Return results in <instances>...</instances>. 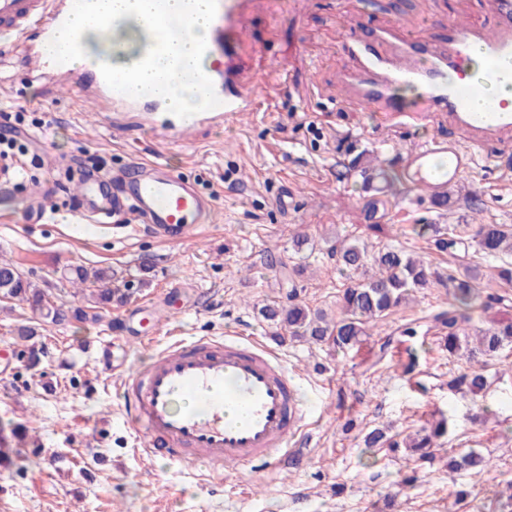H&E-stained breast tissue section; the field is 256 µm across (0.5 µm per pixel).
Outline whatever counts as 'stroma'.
I'll return each mask as SVG.
<instances>
[{"label": "stroma", "instance_id": "35a3bbf8", "mask_svg": "<svg viewBox=\"0 0 512 512\" xmlns=\"http://www.w3.org/2000/svg\"><path fill=\"white\" fill-rule=\"evenodd\" d=\"M457 15L487 24L491 0H258L238 63L268 82V97L258 111L187 147L138 131L114 134L80 91L32 78L0 45V107L25 109L30 157L22 182L0 189V261L67 308L85 303L71 274L80 265L110 270L117 285L134 290L126 305L99 307L96 322L51 323L0 298V349L13 354L0 378V426L28 434L13 465L0 467V512H491L498 492L512 485V349L488 365L483 396L450 392L449 372L470 364L466 354L448 353L432 321L448 298L444 285L421 289L343 352L274 335L259 314L293 297L336 313L347 280L326 248L337 236H363L372 197L359 176L340 172L350 151H372L403 174L405 152L451 135L444 123L385 125L368 108L338 99L336 74L350 64L340 52L347 23L396 21L429 37L443 35ZM156 160L213 198V223L167 244L143 230L115 234L82 220L73 180ZM459 185L461 202L445 211L404 174L373 196L386 226L377 246L404 247L443 273L466 264L419 229L512 225V146L478 148ZM469 196L479 198V210L467 206ZM298 233L309 238L299 256ZM480 268L494 300L471 324L488 328L512 307V284L498 280L490 263ZM173 287L191 305L172 316L181 335L243 333L282 356L312 406L303 462L236 474L134 452L119 376L103 369L95 350L112 344L124 309L160 305ZM24 327L31 337H20ZM436 412L449 427L434 463L403 447L363 444L376 427L400 441ZM469 449L487 468L450 470L449 458Z\"/></svg>", "mask_w": 512, "mask_h": 512}]
</instances>
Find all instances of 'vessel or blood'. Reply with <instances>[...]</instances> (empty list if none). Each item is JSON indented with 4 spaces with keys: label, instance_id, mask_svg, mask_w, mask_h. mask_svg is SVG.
Wrapping results in <instances>:
<instances>
[{
    "label": "vessel or blood",
    "instance_id": "b4317fda",
    "mask_svg": "<svg viewBox=\"0 0 512 512\" xmlns=\"http://www.w3.org/2000/svg\"><path fill=\"white\" fill-rule=\"evenodd\" d=\"M150 0L151 10L134 7L118 19L145 29L141 48L122 70L102 60L87 68L48 51L56 33L72 28L93 0H0V42L19 44L39 77L69 85L78 80L95 107L112 112L118 124L157 132L168 142L191 143L196 131L221 127L244 112L257 111L261 87L238 71L234 44L245 30L252 0H207L210 24L200 56L211 59L203 72L174 67L170 78L199 86L201 104L179 109L156 75L162 58L173 56L192 27L197 0ZM492 22L469 27L449 21L444 38L421 37L405 25L351 32L342 50L354 63L341 74L342 102L375 108L386 124L416 125L444 118L458 135L433 138L409 150L406 166L417 186L432 195L447 192L472 162L474 148L489 142H512V101L479 105L481 78L470 71L471 49H479L490 78L512 83V0H491ZM410 84L419 93L405 105L396 88ZM84 216L97 223L126 213L141 217L153 234L176 242L207 223L210 197L165 165L152 162L125 169L111 181L90 176L77 184ZM153 310L123 315L120 333L146 345L156 335L143 333ZM123 345L103 347L101 363L122 376L124 411L138 434L140 453L175 463L198 461L229 472L270 462L298 463L303 455L306 417L281 356L252 336H170L152 364H127Z\"/></svg>",
    "mask_w": 512,
    "mask_h": 512
}]
</instances>
